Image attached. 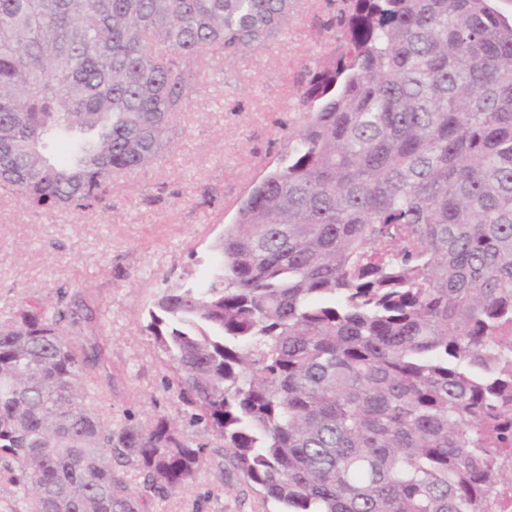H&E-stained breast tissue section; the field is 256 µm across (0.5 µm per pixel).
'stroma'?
I'll list each match as a JSON object with an SVG mask.
<instances>
[{
    "label": "stroma",
    "instance_id": "obj_1",
    "mask_svg": "<svg viewBox=\"0 0 512 512\" xmlns=\"http://www.w3.org/2000/svg\"><path fill=\"white\" fill-rule=\"evenodd\" d=\"M324 0H295L288 29L230 67L199 61L200 90L176 122V150L162 164L116 176L100 206L82 214L36 213L0 192V314L20 301L52 303L58 286L98 316L80 342L100 351L107 399L100 414L145 428L159 416L210 441L183 417L177 387L146 329L147 308L184 272L212 269L210 245L233 223L253 181L288 157L305 120L300 89L331 43ZM270 503L232 468L210 465L180 493L150 497L146 512H269Z\"/></svg>",
    "mask_w": 512,
    "mask_h": 512
}]
</instances>
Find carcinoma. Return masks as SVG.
<instances>
[{
	"label": "carcinoma",
	"mask_w": 512,
	"mask_h": 512,
	"mask_svg": "<svg viewBox=\"0 0 512 512\" xmlns=\"http://www.w3.org/2000/svg\"><path fill=\"white\" fill-rule=\"evenodd\" d=\"M288 164L146 328L182 404L280 512H493L512 485V16L494 0H327ZM294 0H0V189L94 209L175 149L198 60ZM0 318V455L26 512H143L209 463L165 416L112 427L79 304ZM137 464L133 492L114 468Z\"/></svg>",
	"instance_id": "cac0c4a2"
}]
</instances>
